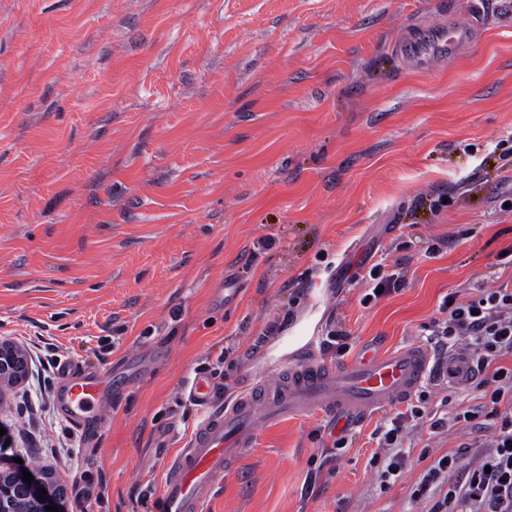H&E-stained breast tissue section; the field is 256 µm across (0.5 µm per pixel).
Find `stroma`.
<instances>
[{"label":"stroma","instance_id":"35a3bbf8","mask_svg":"<svg viewBox=\"0 0 512 512\" xmlns=\"http://www.w3.org/2000/svg\"><path fill=\"white\" fill-rule=\"evenodd\" d=\"M452 11L470 50L405 66L406 32ZM511 136L512 0H0V343L30 361L0 423L30 431L61 512H160L194 372L273 378L306 323L349 333L339 365L424 342L448 293L512 290ZM378 263L403 283L362 304ZM65 359L127 381L99 430L55 407ZM480 402L433 385L426 406ZM395 414L342 449L321 416L270 423L206 512H426L418 457L467 430L407 422L384 491L369 460Z\"/></svg>","mask_w":512,"mask_h":512}]
</instances>
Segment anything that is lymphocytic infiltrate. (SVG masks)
<instances>
[{"instance_id": "lymphocytic-infiltrate-1", "label": "lymphocytic infiltrate", "mask_w": 512, "mask_h": 512, "mask_svg": "<svg viewBox=\"0 0 512 512\" xmlns=\"http://www.w3.org/2000/svg\"><path fill=\"white\" fill-rule=\"evenodd\" d=\"M439 312L428 326L429 341L440 351L466 348L480 374L476 388L483 402L454 415V422L468 427V442L427 465L412 496L427 501L428 512H512V409L501 408L503 401L512 402V367L500 364L512 354V291L485 290L468 301L451 293ZM425 402L418 396L416 405L375 429L378 450L371 463L381 488L406 466L405 423L425 418ZM490 419L495 427L486 443L481 433Z\"/></svg>"}]
</instances>
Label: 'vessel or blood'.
Wrapping results in <instances>:
<instances>
[{"label":"vessel or blood","mask_w":512,"mask_h":512,"mask_svg":"<svg viewBox=\"0 0 512 512\" xmlns=\"http://www.w3.org/2000/svg\"><path fill=\"white\" fill-rule=\"evenodd\" d=\"M471 38L469 20L439 22L412 30L399 52L406 64L430 71L459 57ZM288 342L294 350L284 358L274 379L240 386L219 410L208 408L212 396L208 377L202 373L194 376L189 398L200 407L201 415L183 448L167 461L159 489L162 512H204L225 471L273 420L322 413L342 425L357 423L380 408L408 400L431 376L465 386L473 375L466 353L439 356L420 343L406 344L361 363L335 366L317 359L320 337L302 340L292 336ZM57 371V404L66 421L79 429L102 424L118 389L111 367L80 371L64 360Z\"/></svg>","instance_id":"b4317fda"}]
</instances>
